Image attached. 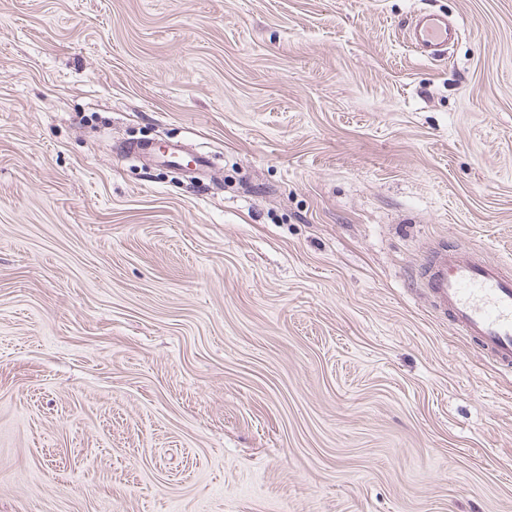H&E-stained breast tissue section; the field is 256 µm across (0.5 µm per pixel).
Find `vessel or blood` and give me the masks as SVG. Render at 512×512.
<instances>
[{
	"label": "vessel or blood",
	"instance_id": "vessel-or-blood-1",
	"mask_svg": "<svg viewBox=\"0 0 512 512\" xmlns=\"http://www.w3.org/2000/svg\"><path fill=\"white\" fill-rule=\"evenodd\" d=\"M452 36L445 17L424 12L412 18L409 48L440 58ZM419 281L455 332L475 341L497 367L512 372V269L453 245L430 246Z\"/></svg>",
	"mask_w": 512,
	"mask_h": 512
}]
</instances>
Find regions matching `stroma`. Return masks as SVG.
Returning <instances> with one entry per match:
<instances>
[{
    "instance_id": "stroma-1",
    "label": "stroma",
    "mask_w": 512,
    "mask_h": 512,
    "mask_svg": "<svg viewBox=\"0 0 512 512\" xmlns=\"http://www.w3.org/2000/svg\"><path fill=\"white\" fill-rule=\"evenodd\" d=\"M437 242L512 264V0H0V512H512ZM452 33L448 20L432 12L412 18L407 31L409 48L426 59L440 58L446 51Z\"/></svg>"
}]
</instances>
